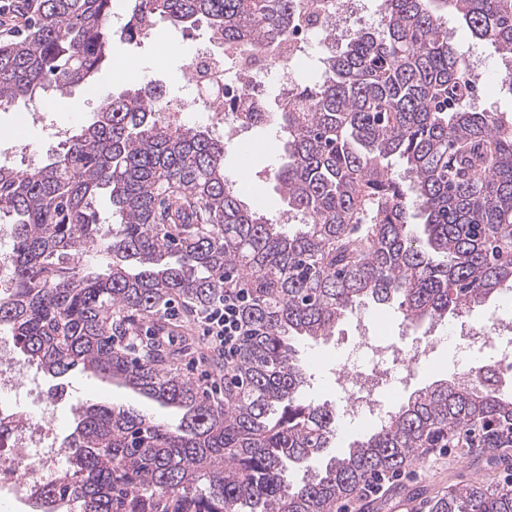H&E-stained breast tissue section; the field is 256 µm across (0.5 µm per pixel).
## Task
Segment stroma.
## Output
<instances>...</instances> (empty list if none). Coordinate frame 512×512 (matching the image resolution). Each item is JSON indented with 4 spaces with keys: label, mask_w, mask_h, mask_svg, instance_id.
Masks as SVG:
<instances>
[{
    "label": "stroma",
    "mask_w": 512,
    "mask_h": 512,
    "mask_svg": "<svg viewBox=\"0 0 512 512\" xmlns=\"http://www.w3.org/2000/svg\"><path fill=\"white\" fill-rule=\"evenodd\" d=\"M447 27L452 41L468 52L472 71L481 80L476 107L489 112L512 114V91L501 84L498 71L500 57L494 46L490 42L472 38L467 27L456 17H448ZM206 36L207 30L202 26L176 33L163 23L148 35L133 40L113 37L112 61L101 72L93 88L79 86L67 94L55 96L58 108L45 112L42 122H33L28 110L21 105L0 110V151L27 145L35 159H47L59 148L58 143L50 138V130L55 127L69 129L79 123L91 122L101 99L110 93L117 94L128 88L148 85L162 90L169 99L188 95L190 88L185 81L184 70L191 60L193 48ZM166 44L174 45L175 53L162 54L161 48ZM128 59L138 63V71L122 70V63ZM247 139V150L228 148L224 156L225 171L235 180L248 202L259 203L267 218L278 220L284 213V206L270 171L280 161L279 139L275 131L260 129L248 131ZM171 308L173 315L170 322L175 335L196 339L195 345L183 356L181 366L191 378H198L199 373L194 370L193 364L209 356L210 350L206 342L200 339L201 330L194 315L188 314L179 302L172 303ZM452 326L449 320L430 329L422 324L411 326L404 321L396 307L366 305L342 321L335 334L327 340L300 345V357L309 374L302 397L312 402L338 403L336 374L359 365L360 356L355 352L354 345L356 336L362 331L382 335L386 342L404 351L411 349L415 338L430 334L433 341V369H418L409 380L393 383L396 396L407 395L441 374L451 378L466 377L467 368L459 366L448 354L447 340ZM40 382L48 399L43 409L54 417L58 434L62 437L71 430L73 407L83 404L130 407L169 424L179 421L175 411L111 381L78 370L72 372L56 391L51 388L50 377L41 376ZM488 478L512 490V471L505 467L492 465L483 458L463 457L456 448L447 454L430 449L393 477L392 488L383 489L379 496L374 497L370 512H407L405 504L409 501L416 504L414 512H429L430 498L447 492L449 486Z\"/></svg>",
    "instance_id": "stroma-1"
}]
</instances>
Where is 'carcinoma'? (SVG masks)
<instances>
[{
  "instance_id": "1",
  "label": "carcinoma",
  "mask_w": 512,
  "mask_h": 512,
  "mask_svg": "<svg viewBox=\"0 0 512 512\" xmlns=\"http://www.w3.org/2000/svg\"><path fill=\"white\" fill-rule=\"evenodd\" d=\"M444 13L497 46L512 87V0H381L380 26L321 58L320 80L273 123L294 232L234 191L224 140L162 117L147 87L106 98L49 163L0 165V331L54 379L79 367L180 413L168 425L78 407L38 512H335L376 475L460 439L512 465V388L483 367L396 400L341 452L336 409L301 400L297 345L359 307L395 302L405 321L436 323L512 289V116L473 106ZM298 14L296 0H129L124 34L203 24L224 45L274 50ZM111 43L112 0H36L23 33L0 42V108L88 83ZM100 255L105 274L92 270ZM232 272L249 332L241 385L216 400L175 367L189 345L165 341V310L209 307ZM430 512H512V491L450 486Z\"/></svg>"
}]
</instances>
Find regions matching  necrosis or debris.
Listing matches in <instances>:
<instances>
[{
    "instance_id": "4bbe7bcc",
    "label": "necrosis or debris",
    "mask_w": 512,
    "mask_h": 512,
    "mask_svg": "<svg viewBox=\"0 0 512 512\" xmlns=\"http://www.w3.org/2000/svg\"><path fill=\"white\" fill-rule=\"evenodd\" d=\"M324 18L297 27L290 39L293 51L283 55L274 50H230L220 46H197L187 69L195 94L166 101L167 112L178 118L201 115L221 132L226 143L238 145L243 133L268 124L272 114L287 100L296 83L295 68L307 60L306 45L311 38L328 34L338 43L351 33L354 0H323ZM223 88L224 96L214 99L200 92L201 80ZM468 350L495 352L496 367L512 364V321L497 316L486 324L465 329L461 334ZM430 341H419L414 358L391 351L380 339L361 336L357 349L364 357L361 369L336 375L343 396L344 414L349 421L374 425L383 420L389 401L378 388L392 371L411 374L415 360L429 357ZM11 342L0 338V500L31 501L35 487L52 482L65 459L51 420H33L17 409L20 391L37 395L38 388L28 372L17 369L9 357Z\"/></svg>"
}]
</instances>
